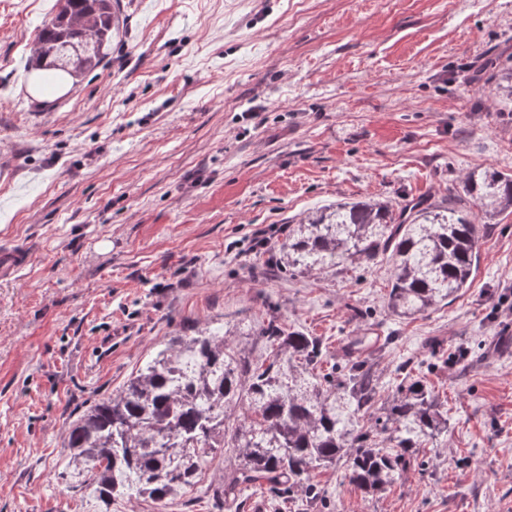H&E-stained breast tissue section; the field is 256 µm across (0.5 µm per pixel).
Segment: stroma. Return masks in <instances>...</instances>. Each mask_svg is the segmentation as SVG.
Here are the masks:
<instances>
[{
    "instance_id": "stroma-1",
    "label": "stroma",
    "mask_w": 512,
    "mask_h": 512,
    "mask_svg": "<svg viewBox=\"0 0 512 512\" xmlns=\"http://www.w3.org/2000/svg\"><path fill=\"white\" fill-rule=\"evenodd\" d=\"M122 0L120 33L61 94L27 67L57 0H0V512H512V214L480 231L470 288L387 315V265L288 281L265 241L337 201L440 200L512 173V101L474 81L512 55V0ZM322 339L423 363L448 410L434 466L377 496L315 473L322 505L214 501L228 448L180 495L104 504L65 446L182 328L248 334L269 307Z\"/></svg>"
}]
</instances>
